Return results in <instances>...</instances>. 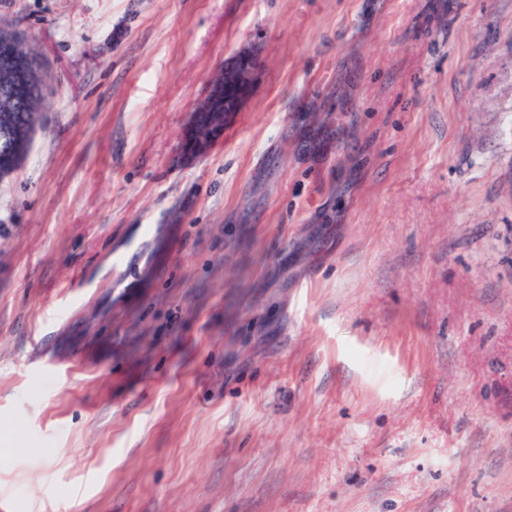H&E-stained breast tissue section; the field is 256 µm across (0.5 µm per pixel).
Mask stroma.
Wrapping results in <instances>:
<instances>
[{
	"instance_id": "stroma-1",
	"label": "stroma",
	"mask_w": 512,
	"mask_h": 512,
	"mask_svg": "<svg viewBox=\"0 0 512 512\" xmlns=\"http://www.w3.org/2000/svg\"><path fill=\"white\" fill-rule=\"evenodd\" d=\"M0 24L44 99L0 181V512H512V0ZM257 70V59L251 51H240L233 57V62L230 66L224 67V91L219 83V78L214 82L213 88L205 103L202 105L198 112V123L201 128L205 126L206 116L205 112H210L211 127L214 132L208 137L204 138L198 136L195 129V122L192 119L189 127L188 138H191V146L193 153L198 155L204 152L213 140L215 133L221 134L224 132V127L228 122L230 115L237 112L242 104L251 95ZM237 91L238 97L231 109H227L225 97L227 92Z\"/></svg>"
}]
</instances>
